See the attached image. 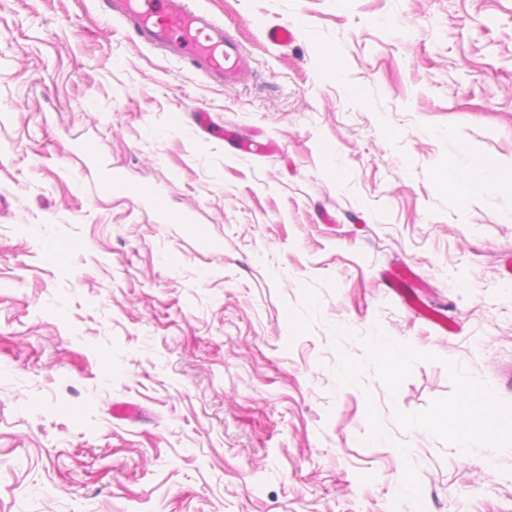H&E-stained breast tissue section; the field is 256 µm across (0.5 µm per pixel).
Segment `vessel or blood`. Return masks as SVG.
I'll use <instances>...</instances> for the list:
<instances>
[{
  "label": "vessel or blood",
  "mask_w": 512,
  "mask_h": 512,
  "mask_svg": "<svg viewBox=\"0 0 512 512\" xmlns=\"http://www.w3.org/2000/svg\"><path fill=\"white\" fill-rule=\"evenodd\" d=\"M113 17L130 22L147 45L178 59L214 83H244L252 61L243 44L222 22L190 0H110ZM97 190L103 195L146 198V190L117 174L103 176Z\"/></svg>",
  "instance_id": "b4317fda"
}]
</instances>
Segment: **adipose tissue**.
I'll return each instance as SVG.
<instances>
[{
    "instance_id": "obj_1",
    "label": "adipose tissue",
    "mask_w": 512,
    "mask_h": 512,
    "mask_svg": "<svg viewBox=\"0 0 512 512\" xmlns=\"http://www.w3.org/2000/svg\"><path fill=\"white\" fill-rule=\"evenodd\" d=\"M504 176L496 166L471 157H464L461 167L452 169L448 186L462 198L483 196L501 184ZM429 428H445L452 433L459 449L478 443L486 448H500L512 442V420L494 412L486 394L463 387L460 403L445 414L429 417Z\"/></svg>"
}]
</instances>
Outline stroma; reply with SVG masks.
<instances>
[{
    "instance_id": "stroma-1",
    "label": "stroma",
    "mask_w": 512,
    "mask_h": 512,
    "mask_svg": "<svg viewBox=\"0 0 512 512\" xmlns=\"http://www.w3.org/2000/svg\"><path fill=\"white\" fill-rule=\"evenodd\" d=\"M199 3L246 83L0 0V512H512V447L423 426L453 364L512 411V184L446 186L512 168V0ZM462 163L448 173V187L463 199L481 197L504 180L501 170L486 161L463 155ZM97 191L102 195H122L138 200L148 196V192L142 186L117 174L103 176L98 183ZM410 354L406 347L395 341L374 343L373 359L391 372L403 368L409 361Z\"/></svg>"
}]
</instances>
